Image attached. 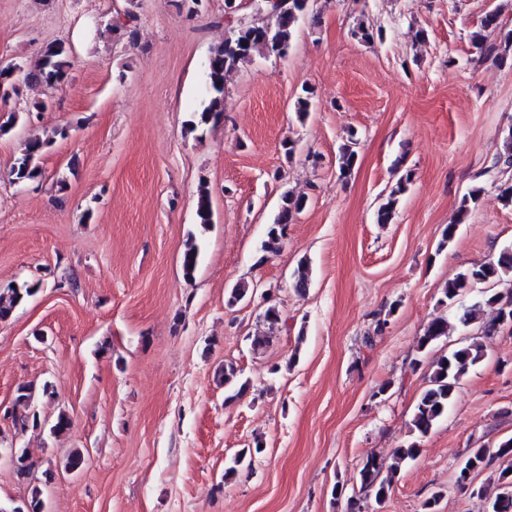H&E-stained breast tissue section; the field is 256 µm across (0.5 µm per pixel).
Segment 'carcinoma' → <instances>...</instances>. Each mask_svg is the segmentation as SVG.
<instances>
[{
  "label": "carcinoma",
  "instance_id": "obj_1",
  "mask_svg": "<svg viewBox=\"0 0 512 512\" xmlns=\"http://www.w3.org/2000/svg\"><path fill=\"white\" fill-rule=\"evenodd\" d=\"M259 7L264 10V18L259 21H244L241 19H224V24L229 26L224 41L211 48L206 64V81L210 90V98L207 105L200 112L198 123L191 124V129H196L197 124H207L217 121L224 115V79L237 69V67L256 55L264 57L281 58L288 53L291 40L299 20L312 13L307 0H262ZM138 0H127L124 11L112 20V29L121 32L130 44L137 37ZM499 25V12L487 13L481 20L479 30L473 32L472 41L482 52L493 54L496 47L487 43L484 32L494 31ZM72 49L66 41L60 40L47 44L40 54V58L34 63L20 64L22 80L18 85H13L11 74L0 70V85L12 87L13 94L20 95L22 89L43 87L51 90L61 81L70 68ZM48 141L34 139L28 142L24 153L15 159L12 166V176L18 183L32 182L42 176V170L38 165ZM359 144L358 132L351 129L347 133L346 141L339 151V167L341 171L352 168ZM411 181V174L401 175L396 186L382 199L376 210V221L379 224L390 223L395 215L397 196L407 189ZM307 198L293 196L284 193L281 196V204L273 224L269 225L267 239L262 244L265 252H274L278 249L280 239L284 235L285 228L293 214L305 208ZM196 215L201 224H209L212 220V206L209 193L202 190L197 199ZM199 258V250L195 243L186 245L182 254V269L187 277L193 276ZM512 275V248L503 249L497 261L474 266L465 273L459 274L455 279L448 281L444 288L443 302H452L462 292L477 283H497ZM41 287L40 282L23 283L9 289L6 294L0 293V321L8 319L14 309L28 298L35 295ZM255 292V286L245 282L236 284L227 292L226 304L234 307L244 300L250 299ZM487 305L496 306V316L484 324V332L491 334L502 327V320L508 313L512 314V290L502 294L500 292L485 294L469 307L465 308L458 316L459 323L466 327L477 319L481 307ZM448 336V320L440 317L432 321L423 336L419 338L418 349L425 350L439 339ZM484 356L483 346L472 342L466 346L450 350L440 357L434 365L430 377V385L420 394L415 405L411 420V431L424 437L430 433L435 423L448 412V406L452 402L456 388L460 380L468 373L469 369L481 361ZM217 375L222 378L224 386L232 388L239 381L240 372L231 361L224 362ZM34 397V389L30 385H20L16 388L13 400V424L34 428L39 427L38 414L31 410ZM260 452V448L246 450L238 454L232 465L226 468L224 476L229 477L238 468L252 465V452ZM512 456V439L502 442L496 452H491L485 447L469 449L465 465L473 466L480 471L488 468L496 457ZM397 468L392 467L388 473H383V465L376 461H368L359 472L360 489L371 494L376 500L384 499L390 492L393 478ZM471 494L486 500L489 508L496 512H512V465L499 468L492 472L487 483L475 485Z\"/></svg>",
  "mask_w": 512,
  "mask_h": 512
}]
</instances>
